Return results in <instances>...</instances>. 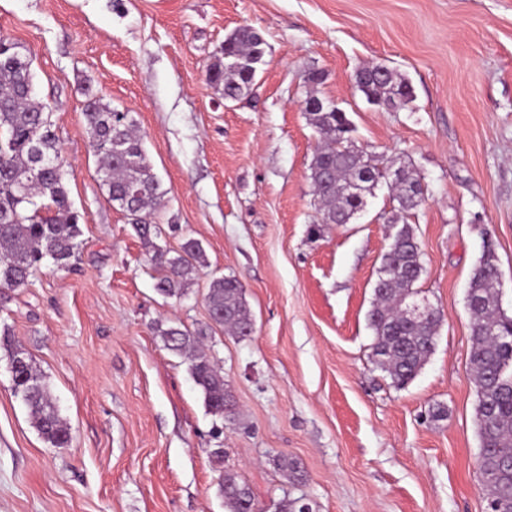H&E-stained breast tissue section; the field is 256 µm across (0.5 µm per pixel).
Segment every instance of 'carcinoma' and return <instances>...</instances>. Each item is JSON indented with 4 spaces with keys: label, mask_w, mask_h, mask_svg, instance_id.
<instances>
[{
    "label": "carcinoma",
    "mask_w": 512,
    "mask_h": 512,
    "mask_svg": "<svg viewBox=\"0 0 512 512\" xmlns=\"http://www.w3.org/2000/svg\"><path fill=\"white\" fill-rule=\"evenodd\" d=\"M0 288H21L44 260L66 266L78 259L80 215L72 208L64 184L65 172L58 149L52 113L33 87L31 59L13 42L0 39ZM266 42L251 26L235 28L224 38L222 58L206 70V81L222 89L224 98L248 96L263 62ZM358 89L367 100L389 108L407 106L413 100L408 81L378 63L356 72ZM84 116L99 157L100 186L108 200L119 205L144 242L151 244L162 233L155 213L166 191L154 173L141 137L129 113L103 103L91 90L85 92ZM319 97L310 94L303 112L320 146L308 165L313 205L319 224H347L361 210V201L379 184H387L397 202V224L412 215L425 200L424 176L412 166H392L384 156L355 145L346 113L331 103L310 107ZM55 161L56 169L36 174L39 159ZM157 291L180 299L187 294L198 267L204 263L201 244L186 239L175 255L154 247ZM425 271L422 251L412 228L403 223L382 255L374 284V301L368 314L373 332L372 357L387 373L391 384L402 389L419 374L433 353L441 323L436 310L425 319L411 318L403 307L412 287ZM500 269L494 249L484 247L469 279L467 306L471 315L473 344L470 362L477 388L475 408L481 453L478 471L486 500L493 512H512V316L500 304ZM212 326L191 331L171 326L161 331L167 349L183 354L208 411L222 419L224 405L232 397L224 376L204 347L207 331L217 326L231 335H251L253 318L241 283L233 277H216L205 295ZM12 374L14 394L27 406L33 426L55 448L71 442L67 423L54 404L42 372L24 349L3 337ZM275 465L290 482H302L300 463L280 454ZM219 483L225 512H245L254 500L251 487L232 470L220 471Z\"/></svg>",
    "instance_id": "obj_1"
}]
</instances>
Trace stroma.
<instances>
[{
  "instance_id": "35a3bbf8",
  "label": "stroma",
  "mask_w": 512,
  "mask_h": 512,
  "mask_svg": "<svg viewBox=\"0 0 512 512\" xmlns=\"http://www.w3.org/2000/svg\"><path fill=\"white\" fill-rule=\"evenodd\" d=\"M243 24L266 54L251 94L228 102L205 72ZM1 36L32 56L81 236L73 267L47 261L0 290V332L44 373L71 434L65 448L41 438L0 349V512H224L218 448L259 512L286 497L315 512H484L466 295L492 244L512 315V0H0ZM368 63L403 76L413 101L368 102L355 83ZM311 69L321 84L304 83ZM88 89L136 121L167 191L160 246L204 250L185 297L157 293L151 249L100 187ZM311 93L346 113L358 147L425 177L408 219L425 267L413 299L442 322L402 389L376 367L367 322L394 202L378 187L351 223L310 235ZM220 276L243 285L254 332L206 339L236 407L216 437L160 332L208 324ZM281 453L303 483L276 469Z\"/></svg>"
}]
</instances>
